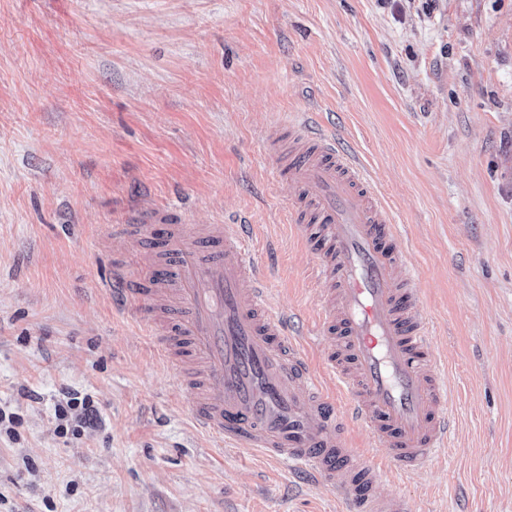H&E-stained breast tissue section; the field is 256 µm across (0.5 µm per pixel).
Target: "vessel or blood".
Listing matches in <instances>:
<instances>
[{
  "mask_svg": "<svg viewBox=\"0 0 512 512\" xmlns=\"http://www.w3.org/2000/svg\"><path fill=\"white\" fill-rule=\"evenodd\" d=\"M266 144L280 179L299 191L293 215L326 286L325 374L271 305L243 225L152 215L164 240L143 253L142 273L115 264L112 298L159 324L158 358L181 374L205 433L309 473L349 512H413L405 497L377 493L378 469L348 439L350 424H360L374 449L409 473L431 463L452 432L448 385L416 316L393 213L354 154L322 130L291 118Z\"/></svg>",
  "mask_w": 512,
  "mask_h": 512,
  "instance_id": "obj_1",
  "label": "vessel or blood"
}]
</instances>
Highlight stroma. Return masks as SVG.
Segmentation results:
<instances>
[{"mask_svg":"<svg viewBox=\"0 0 512 512\" xmlns=\"http://www.w3.org/2000/svg\"><path fill=\"white\" fill-rule=\"evenodd\" d=\"M307 113L391 206L452 390L415 512H512V0H0V512H345L195 425L113 304L116 224H242L322 369L323 287L266 148ZM97 428L60 430L67 392ZM80 406V413L77 415L79 427L96 426L99 421V410L92 402L83 398L80 402L78 397L69 398L65 404L56 406L55 414L59 421L68 422L71 411Z\"/></svg>","mask_w":512,"mask_h":512,"instance_id":"obj_1","label":"stroma"}]
</instances>
